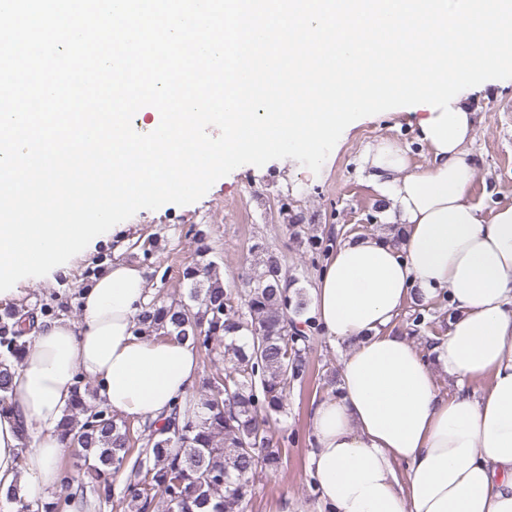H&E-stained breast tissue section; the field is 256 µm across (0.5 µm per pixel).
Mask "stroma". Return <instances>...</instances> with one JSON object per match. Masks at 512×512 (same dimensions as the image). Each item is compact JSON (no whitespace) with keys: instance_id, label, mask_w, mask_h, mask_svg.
I'll return each instance as SVG.
<instances>
[{"instance_id":"35a3bbf8","label":"stroma","mask_w":512,"mask_h":512,"mask_svg":"<svg viewBox=\"0 0 512 512\" xmlns=\"http://www.w3.org/2000/svg\"><path fill=\"white\" fill-rule=\"evenodd\" d=\"M467 101L477 124L467 147L476 167L473 198L489 205L511 203L512 80L474 91ZM416 120V115L394 110L373 115L340 137L329 163L316 173L289 158L260 167L247 164L219 179L195 203L139 211L127 221L121 254H114L111 239L99 241L92 251L72 259L68 270L21 287L9 304L0 303V316L23 308L38 315L78 317V295L117 258L145 269L155 300L187 299L190 283L182 272L200 261L214 263L225 285L236 288L254 262L251 247L256 243L281 252L297 288L310 294L325 258L312 255L308 235L337 241L357 232L387 230L381 199L362 168L365 147L391 138L408 148L412 166L427 167L429 156L415 140ZM311 347L318 376L293 387L287 411L273 427L283 448V471L276 476L256 471L245 512H317L307 458L309 409L313 401L331 396L335 386L327 377L341 369L344 352L318 333Z\"/></svg>"}]
</instances>
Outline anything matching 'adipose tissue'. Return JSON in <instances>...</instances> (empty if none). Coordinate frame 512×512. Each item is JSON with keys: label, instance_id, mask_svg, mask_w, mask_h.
<instances>
[{"label": "adipose tissue", "instance_id": "ef3b65f1", "mask_svg": "<svg viewBox=\"0 0 512 512\" xmlns=\"http://www.w3.org/2000/svg\"><path fill=\"white\" fill-rule=\"evenodd\" d=\"M430 163L383 138L364 155L400 240L353 235L311 290L324 336L347 346L338 393L313 403L308 461L318 512H512V203L473 200L465 145L444 152L416 128ZM447 292L455 317L421 350L391 327L404 305ZM80 316L36 320L0 413V501L59 483L57 426L77 377L132 422L166 418L190 393V341L137 334L146 272L118 260L78 298ZM457 388L443 396L435 378Z\"/></svg>", "mask_w": 512, "mask_h": 512}]
</instances>
